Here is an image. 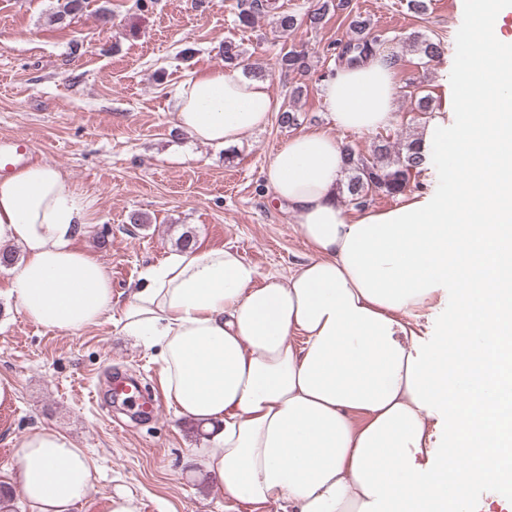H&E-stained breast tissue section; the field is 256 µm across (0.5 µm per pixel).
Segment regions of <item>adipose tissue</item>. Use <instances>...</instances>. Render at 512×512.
Wrapping results in <instances>:
<instances>
[{
  "label": "adipose tissue",
  "mask_w": 512,
  "mask_h": 512,
  "mask_svg": "<svg viewBox=\"0 0 512 512\" xmlns=\"http://www.w3.org/2000/svg\"><path fill=\"white\" fill-rule=\"evenodd\" d=\"M465 10L470 74L452 58L448 118L422 138L466 180L354 219L338 199L340 144L303 131L263 175L310 249L304 261L264 276L232 247L192 246L131 291L123 331L156 350L166 399L207 428L199 464L250 512H473L462 484H512V37L501 33L512 0ZM396 72L383 53L328 77L332 127L391 124ZM277 109L269 81L219 69L181 82L172 115L200 144L230 150ZM89 218L55 167L0 179V247L23 252L9 293L33 323L77 332L111 313L107 268L74 244ZM450 283L460 290L438 346L418 317ZM444 410L453 422L439 451L430 423ZM12 458L30 512H73L93 488L86 449L55 428L33 429Z\"/></svg>",
  "instance_id": "1"
}]
</instances>
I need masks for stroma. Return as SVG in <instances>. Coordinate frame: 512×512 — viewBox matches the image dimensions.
I'll return each mask as SVG.
<instances>
[{
    "instance_id": "1",
    "label": "stroma",
    "mask_w": 512,
    "mask_h": 512,
    "mask_svg": "<svg viewBox=\"0 0 512 512\" xmlns=\"http://www.w3.org/2000/svg\"><path fill=\"white\" fill-rule=\"evenodd\" d=\"M245 3L87 0L82 13L55 23L58 0H0V139L26 137L41 163L59 169L88 200L90 222L75 244L108 268L114 290L112 313L97 324L74 334L48 329L19 312L10 270L0 266V378L17 388L15 402L0 405V486L16 485L8 469L15 443L51 426L93 462L94 487L74 512H106L120 492L132 493L141 512H225L214 478L193 454L203 427L175 415L155 351L120 329L130 292L143 271L175 252L187 228L204 247L234 246L261 274H289L309 250L262 172L293 132L329 127L321 76L333 67L352 16L369 20L372 34L384 35L401 59L393 123L362 134L332 129L340 144L366 156L378 140L397 147L418 136L428 118L411 112L406 93L421 85L441 99L456 32L468 23L461 0H429L423 15L407 0H350L318 28L282 33L278 11L267 9L252 27L239 26ZM104 7L112 12L107 24L99 18ZM415 31L441 41L428 65L403 43ZM228 40L270 71L273 96L298 113L296 128L270 121L229 157L176 129L170 106L189 75L223 68ZM290 49L308 53V74L276 71L279 54ZM297 87L303 93L295 98ZM134 213L145 223H130ZM116 372L139 380L157 407L153 420L105 401Z\"/></svg>"
}]
</instances>
